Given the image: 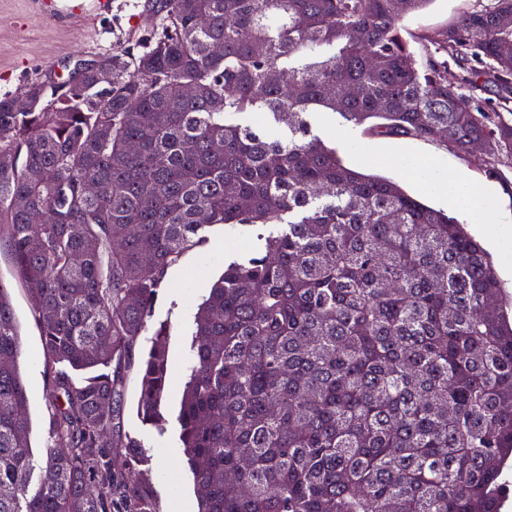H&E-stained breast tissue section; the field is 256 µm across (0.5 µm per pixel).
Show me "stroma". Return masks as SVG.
Returning a JSON list of instances; mask_svg holds the SVG:
<instances>
[{"label":"stroma","instance_id":"35a3bbf8","mask_svg":"<svg viewBox=\"0 0 512 512\" xmlns=\"http://www.w3.org/2000/svg\"><path fill=\"white\" fill-rule=\"evenodd\" d=\"M157 2L103 0L98 11L74 18L39 10L37 0H0V95L18 91L31 79L67 80L76 63L110 53L129 34H144L147 19ZM488 3L489 0H432L426 9L405 18L403 35L416 55H423L419 36L437 37L461 14ZM310 122L313 134L334 145L349 167L402 182L407 191L417 194L421 192L419 183L396 169L360 159L352 151L350 140H361L368 148L403 149L417 155L438 157L447 162L451 170L494 184L503 206L512 210V170H506L501 177L493 175L483 155L463 157L449 144L440 141L404 136L366 137L331 112L316 114ZM257 232L254 226H214L209 231V244L185 253L178 264L169 268L158 290L151 321L166 324L169 329L167 346L176 382L175 389L161 405L165 419L163 426L153 427L138 418L137 370L131 367L125 373L120 429L123 434L139 440L149 456L146 470L160 512H197L193 475L180 440L179 386L187 374L198 305L222 276L225 266L241 259L244 247H258ZM189 274L193 275L194 281L191 290L187 291L182 284ZM0 278L11 285L12 305L20 325L23 350L20 370L29 390L32 442L34 453L39 456L43 453L42 445L49 427L45 402L48 366L29 293L16 277L11 255L2 244Z\"/></svg>","mask_w":512,"mask_h":512}]
</instances>
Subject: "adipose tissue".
<instances>
[{"label":"adipose tissue","mask_w":512,"mask_h":512,"mask_svg":"<svg viewBox=\"0 0 512 512\" xmlns=\"http://www.w3.org/2000/svg\"><path fill=\"white\" fill-rule=\"evenodd\" d=\"M428 169L432 175V188L448 204L455 206L464 220L482 225L485 233L496 242L512 239V215L499 208L492 184L451 171L438 160L429 164Z\"/></svg>","instance_id":"adipose-tissue-1"}]
</instances>
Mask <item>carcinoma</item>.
I'll return each instance as SVG.
<instances>
[{"instance_id": "1", "label": "carcinoma", "mask_w": 512, "mask_h": 512, "mask_svg": "<svg viewBox=\"0 0 512 512\" xmlns=\"http://www.w3.org/2000/svg\"><path fill=\"white\" fill-rule=\"evenodd\" d=\"M431 2L159 0L147 34L78 77L0 97V241L50 368L37 460L0 280V512H159L141 443L116 431L124 369L152 332L137 414L161 426L152 305L224 224L277 231L195 315L178 422L198 512H500L512 296L465 225L346 166L307 119L462 155L481 141L512 165V0L421 37V65L403 21ZM483 76L503 111L475 105Z\"/></svg>"}]
</instances>
